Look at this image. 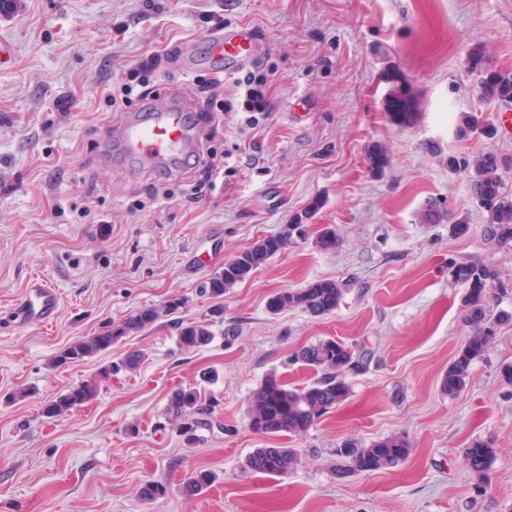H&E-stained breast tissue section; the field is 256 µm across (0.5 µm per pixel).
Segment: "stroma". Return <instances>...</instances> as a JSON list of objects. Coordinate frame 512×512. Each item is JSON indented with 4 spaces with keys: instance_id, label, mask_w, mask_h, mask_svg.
Returning a JSON list of instances; mask_svg holds the SVG:
<instances>
[{
    "instance_id": "35a3bbf8",
    "label": "stroma",
    "mask_w": 512,
    "mask_h": 512,
    "mask_svg": "<svg viewBox=\"0 0 512 512\" xmlns=\"http://www.w3.org/2000/svg\"><path fill=\"white\" fill-rule=\"evenodd\" d=\"M237 24L256 37L244 72L264 78L271 108L250 126L225 109L214 139L198 141L217 152L215 186L185 165L161 173L110 151L105 129L128 118L111 102L147 62L155 98L178 90L204 124L208 72L185 75L178 57ZM2 38L14 55L0 69V512H512V322L495 326L459 396L440 390L470 333L449 262H481L512 284V247L486 241L471 173L448 167L452 155L509 158L500 175L512 195V136L456 132L463 114L487 123L503 109L481 100L471 61L512 71V0H16L0 11ZM392 69L418 103L407 125L385 110ZM374 145L390 158L380 175ZM318 199L304 237L224 297L204 293L225 261ZM326 226L336 250L315 245ZM36 277L58 292L49 324L16 317ZM317 280L344 288L332 313L269 310L274 294ZM146 307L162 312L151 326L56 365L71 343ZM181 321L206 325L211 343L185 351ZM328 337L371 351L345 376L347 400L301 435L254 434L252 393L271 374L309 384L315 372L292 354ZM134 351L146 355L136 371L105 376ZM90 380L92 401L45 416ZM189 385L206 406L190 443L167 413L172 390ZM391 435L409 440L406 460L338 475L344 440ZM476 440L496 450L483 481L462 466ZM267 447L298 449L299 465L249 470ZM198 470L211 485L185 494ZM150 482L165 497L144 499Z\"/></svg>"
}]
</instances>
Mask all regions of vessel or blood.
<instances>
[{
    "instance_id": "b4317fda",
    "label": "vessel or blood",
    "mask_w": 512,
    "mask_h": 512,
    "mask_svg": "<svg viewBox=\"0 0 512 512\" xmlns=\"http://www.w3.org/2000/svg\"><path fill=\"white\" fill-rule=\"evenodd\" d=\"M255 54L256 39L251 29L242 25L228 26L209 41L208 69L215 75L230 76L240 65L253 60ZM188 111V105L173 95L158 104L148 118H131L115 137L120 152L129 159H147L158 167H166L197 138L188 124ZM57 311V294L42 280L32 282L17 307L20 320L25 322L52 321Z\"/></svg>"
}]
</instances>
